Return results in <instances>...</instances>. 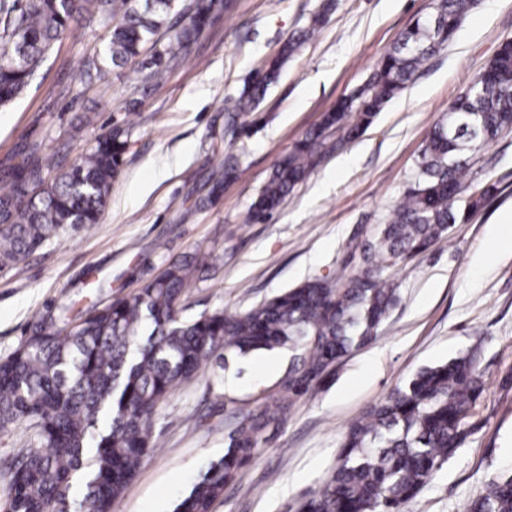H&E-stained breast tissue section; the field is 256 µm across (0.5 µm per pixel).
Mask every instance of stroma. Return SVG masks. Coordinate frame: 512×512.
I'll return each instance as SVG.
<instances>
[{
	"mask_svg": "<svg viewBox=\"0 0 512 512\" xmlns=\"http://www.w3.org/2000/svg\"><path fill=\"white\" fill-rule=\"evenodd\" d=\"M322 0H229L161 83L140 64L87 74L103 43L92 26L66 34L31 89L0 108V161L24 141L61 148L77 116L96 115L77 143L128 128L110 201L91 227H66L24 262L0 271V358L45 314L79 317L133 293L172 259L202 250L212 268L188 288L184 315L243 311L314 276L334 275L350 240L372 238L412 183L432 126L512 38V0H478L453 40L357 141L321 161L260 223L249 208L275 162L373 72L432 0H335L315 38L288 61L239 138L224 102L239 97ZM238 173L221 198L197 207L227 155ZM474 183L490 195L477 214L409 262L393 266L400 301L376 341L337 363L299 399L269 444L224 489L212 512H298L334 469L348 427L420 368L475 350L486 393L477 427L409 505L408 512H466L484 484L512 473V227L492 249L490 229L512 211V132L477 151ZM230 358L180 386L157 409L154 448L113 512H173L210 462L224 453L232 420L226 398L254 406L287 374L288 356Z\"/></svg>",
	"mask_w": 512,
	"mask_h": 512,
	"instance_id": "1",
	"label": "stroma"
}]
</instances>
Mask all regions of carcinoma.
Returning <instances> with one entry per match:
<instances>
[{"mask_svg": "<svg viewBox=\"0 0 512 512\" xmlns=\"http://www.w3.org/2000/svg\"><path fill=\"white\" fill-rule=\"evenodd\" d=\"M218 0H194L170 18L175 0H0V108L31 85L64 34L95 22L107 42L88 63L104 77L150 50L147 77L162 79L208 26ZM475 0H433L380 60L369 79L283 155L249 212L262 221L277 210L321 159L359 139L422 64L453 38ZM323 6L293 32L239 98L227 102L228 126L255 110L282 63L310 41ZM452 121L429 132L415 179L362 249L352 274L315 276L245 312L181 315L187 288L208 257L167 264L133 295L93 306L66 327L41 317L0 359V430L27 426L33 442L9 467L6 512H112V504L153 447L154 414L183 382L227 355L286 350L292 362L279 389L254 408L232 411L224 455L211 463L174 512H212L224 487L286 422L292 406L315 392L332 366L374 341L399 302L388 270L412 260L480 209L490 188L469 191L468 153L512 131V39L448 107ZM128 144L115 127L81 147L68 163L38 144L20 143L0 162V270L17 265L57 236L60 227L100 223ZM229 156L212 171L210 195L236 178ZM455 199L448 200L449 194ZM485 392L477 353L424 367L350 425L336 469L309 493L300 512H404L475 430ZM467 512H512V474L487 482Z\"/></svg>", "mask_w": 512, "mask_h": 512, "instance_id": "carcinoma-1", "label": "carcinoma"}]
</instances>
